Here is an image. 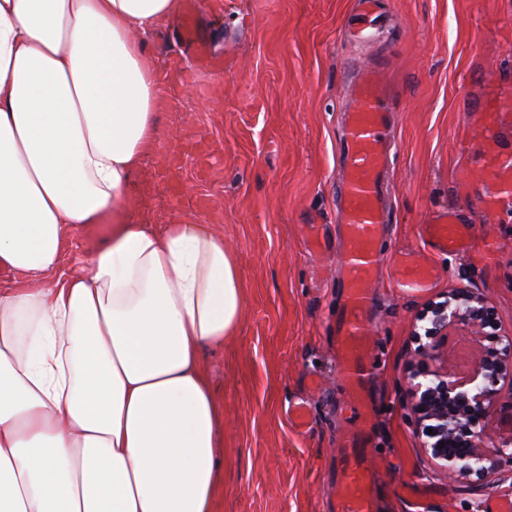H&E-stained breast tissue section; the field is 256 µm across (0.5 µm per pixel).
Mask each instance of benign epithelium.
Here are the masks:
<instances>
[{"mask_svg":"<svg viewBox=\"0 0 512 512\" xmlns=\"http://www.w3.org/2000/svg\"><path fill=\"white\" fill-rule=\"evenodd\" d=\"M419 320L427 321L424 346L436 360L452 331L484 336L496 326L494 309L481 296L456 290L430 306ZM478 344L470 375L460 381L442 368L412 372L409 396L416 428L425 437L422 448L433 470L452 477L457 473L482 475L486 462L512 463V437L495 441L487 430L498 403L512 406V330L489 336Z\"/></svg>","mask_w":512,"mask_h":512,"instance_id":"benign-epithelium-1","label":"benign epithelium"}]
</instances>
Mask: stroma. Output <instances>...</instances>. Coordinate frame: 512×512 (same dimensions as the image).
Here are the masks:
<instances>
[{"mask_svg": "<svg viewBox=\"0 0 512 512\" xmlns=\"http://www.w3.org/2000/svg\"><path fill=\"white\" fill-rule=\"evenodd\" d=\"M394 26L377 43L351 37L353 0H196L199 27L224 61L202 67L169 21L146 43L157 74L160 134L128 193L152 227L211 224L235 250L244 288L236 336L201 352L224 407V490L214 512H337L336 432L351 417L334 362L343 290L339 266L303 249L306 225L335 245L338 120L358 67L386 56L401 100L391 165V224L379 245L380 304L367 381L374 424L361 445L376 512H486L512 492V466L488 476L429 475L411 421L410 375L430 358L415 332L429 302L469 288L512 329V208L477 217L465 255L433 250L422 227L455 205L477 212L490 185L473 144L485 74L512 88V0H391ZM95 224L68 237L63 272L106 244ZM410 251L435 286L396 288L393 261ZM305 403L310 427L289 422Z\"/></svg>", "mask_w": 512, "mask_h": 512, "instance_id": "35a3bbf8", "label": "stroma"}]
</instances>
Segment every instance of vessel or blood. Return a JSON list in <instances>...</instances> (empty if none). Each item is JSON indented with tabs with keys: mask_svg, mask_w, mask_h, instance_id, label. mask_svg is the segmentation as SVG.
<instances>
[{
	"mask_svg": "<svg viewBox=\"0 0 512 512\" xmlns=\"http://www.w3.org/2000/svg\"><path fill=\"white\" fill-rule=\"evenodd\" d=\"M195 13L193 0H187L179 28L184 42L198 58L205 59L209 47L197 37ZM348 94L354 107L344 114L338 151L342 178L336 221L343 227L340 252L345 293L336 319V367L351 395L353 421L338 436L337 500L338 512H376L372 475L364 458L352 448L372 428V409L364 387L370 347L368 317L377 304L376 290L371 286L382 262L377 243L390 222L385 195L395 108L384 59L360 68L348 86ZM479 110L482 134L477 149L486 158L493 185L492 192L481 200V210L488 216L512 200V150L503 148L500 137L501 119L512 112V97L499 91L494 76L483 80ZM473 229L468 211L444 206L424 225L423 234L438 251L459 254L470 248ZM394 280L398 288L422 292L432 287L434 271L413 253L405 252L396 261Z\"/></svg>",
	"mask_w": 512,
	"mask_h": 512,
	"instance_id": "vessel-or-blood-1",
	"label": "vessel or blood"
}]
</instances>
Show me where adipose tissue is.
<instances>
[{"label": "adipose tissue", "mask_w": 512, "mask_h": 512, "mask_svg": "<svg viewBox=\"0 0 512 512\" xmlns=\"http://www.w3.org/2000/svg\"><path fill=\"white\" fill-rule=\"evenodd\" d=\"M179 0H0V512H212L221 415L200 365L243 310L209 224L137 223L157 137L146 39ZM111 227L79 271L67 235Z\"/></svg>", "instance_id": "adipose-tissue-1"}]
</instances>
